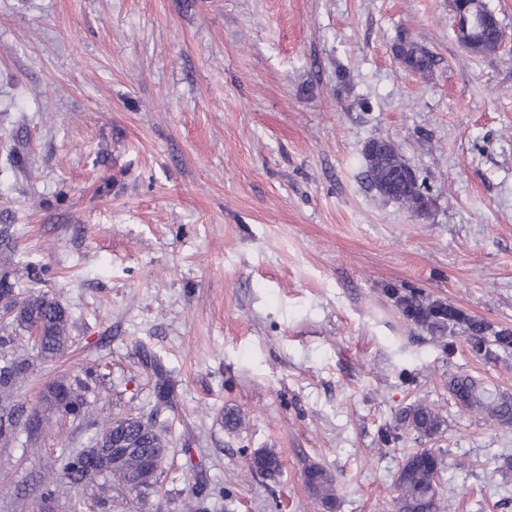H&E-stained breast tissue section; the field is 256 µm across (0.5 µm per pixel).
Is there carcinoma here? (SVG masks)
Instances as JSON below:
<instances>
[{
  "mask_svg": "<svg viewBox=\"0 0 512 512\" xmlns=\"http://www.w3.org/2000/svg\"><path fill=\"white\" fill-rule=\"evenodd\" d=\"M476 40H482L489 48H494L499 35L494 26L470 32ZM395 51L410 70L422 76L432 73L437 64L436 55L412 42L404 49V38L395 44ZM398 198H412L429 205L430 190L413 172L408 180L393 183ZM17 283L10 281L8 274L0 276V290L12 295L9 309L11 322L5 324L6 330L0 336V346L12 348L7 365L0 367V391L10 393L22 386L28 377L30 361L27 350L15 345L16 332L23 333L37 326L41 330V342L37 353L42 359L52 361L67 350L70 335L68 315L64 308L45 292L29 291L21 298L16 292ZM404 315L414 323L426 328L431 334L440 337L448 334H460L473 341L475 348L487 355L493 350L512 351V330H495L484 320H477L465 311L449 303H427L416 292L400 299ZM144 364L155 377L154 394L156 403L147 427H142L134 418H120L125 425L127 436L138 444L140 452L117 460L112 465V474L108 475L96 465L75 461L72 454H62L55 462L54 472L44 480L41 496L48 500L54 495L56 476L67 478L70 483L105 493L112 486L136 497L145 496L154 491L162 473L167 457L168 442L164 431L159 428L157 418L164 408L172 404V390L167 373L154 358L144 356ZM107 374L100 370L87 372L86 378L69 382L65 379L57 382L47 392L45 400L48 408L56 413L84 416L93 410L95 401L90 399L94 386L101 384ZM448 392L452 399L467 409H482L487 416L504 426H512V395L491 390L469 374H455L448 380ZM397 423L411 428L422 437L431 438L440 433L444 425L439 413L427 404H415L402 410ZM152 459L148 468L142 467L143 458ZM281 462L271 449L255 451L249 460V471L272 478L280 471ZM439 463L437 457L428 449L418 450L406 457L396 479V512H437ZM304 482L312 496L325 509L336 504V484L334 476L319 465L305 468Z\"/></svg>",
  "mask_w": 512,
  "mask_h": 512,
  "instance_id": "carcinoma-1",
  "label": "carcinoma"
}]
</instances>
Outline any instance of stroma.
<instances>
[{"instance_id": "stroma-1", "label": "stroma", "mask_w": 512, "mask_h": 512, "mask_svg": "<svg viewBox=\"0 0 512 512\" xmlns=\"http://www.w3.org/2000/svg\"><path fill=\"white\" fill-rule=\"evenodd\" d=\"M453 25L448 0H0V273L24 290L45 268L72 337L0 408L44 412L50 384L108 365L94 410L57 420L74 452L150 416L143 353L176 391L158 494L101 502L61 479L42 501L61 449L31 455L21 434L0 440V512H182L194 491L204 512H323L310 463L336 479L333 512H393L421 448L443 461L438 512H512V426L448 394L456 372L512 393V354L435 337L387 294L512 329V41L476 58ZM402 34L431 74L404 70ZM380 138L426 181L428 214L367 181ZM417 403L439 436L397 425ZM264 448L272 479L248 469ZM395 51L397 56L401 58L406 66L415 74L422 76L429 75L437 64L436 55L424 46H421L418 42L413 41L408 51H405L403 36L398 38L395 44ZM404 63L403 65L405 67ZM281 462L276 452L271 449L255 451L249 460V471L273 478L280 471Z\"/></svg>"}]
</instances>
